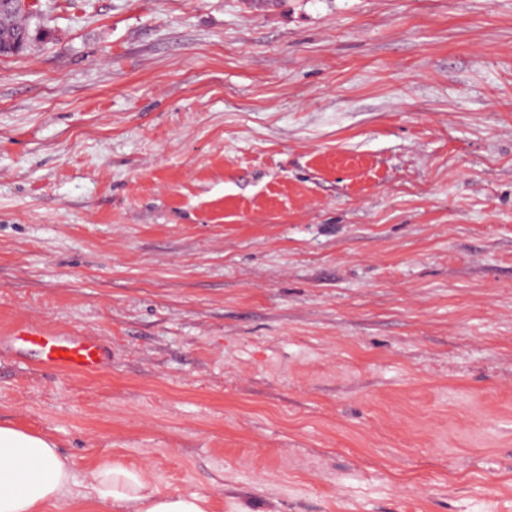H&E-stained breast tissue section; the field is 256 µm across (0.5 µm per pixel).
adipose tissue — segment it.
<instances>
[{
	"label": "adipose tissue",
	"instance_id": "adipose-tissue-1",
	"mask_svg": "<svg viewBox=\"0 0 512 512\" xmlns=\"http://www.w3.org/2000/svg\"><path fill=\"white\" fill-rule=\"evenodd\" d=\"M77 485L99 512H212L208 496L163 491L141 468L101 462L76 477L51 438L0 424V512H52L71 503Z\"/></svg>",
	"mask_w": 512,
	"mask_h": 512
}]
</instances>
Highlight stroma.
<instances>
[{"label": "stroma", "instance_id": "35a3bbf8", "mask_svg": "<svg viewBox=\"0 0 512 512\" xmlns=\"http://www.w3.org/2000/svg\"><path fill=\"white\" fill-rule=\"evenodd\" d=\"M0 57V423L213 512H512V0H33ZM48 331L34 323L22 322L2 338L38 345L44 363L63 371L94 373L107 366L109 355L103 345L85 336H48ZM65 353V356H62Z\"/></svg>", "mask_w": 512, "mask_h": 512}]
</instances>
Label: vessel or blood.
<instances>
[{"label":"vessel or blood","mask_w":512,"mask_h":512,"mask_svg":"<svg viewBox=\"0 0 512 512\" xmlns=\"http://www.w3.org/2000/svg\"><path fill=\"white\" fill-rule=\"evenodd\" d=\"M7 341L20 340L38 345L46 365L68 372L94 373L107 366L109 355L103 345L84 336H52L30 322L12 328Z\"/></svg>","instance_id":"vessel-or-blood-1"}]
</instances>
